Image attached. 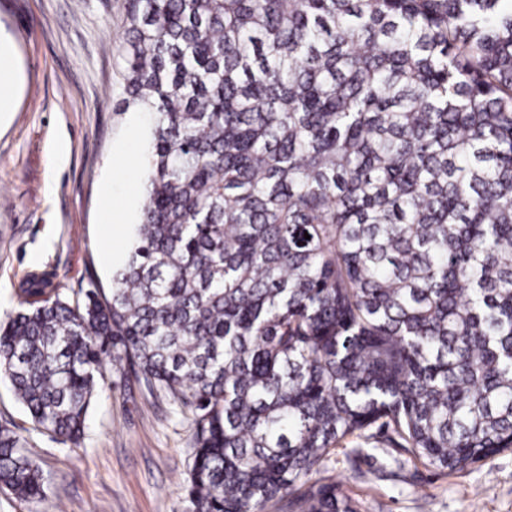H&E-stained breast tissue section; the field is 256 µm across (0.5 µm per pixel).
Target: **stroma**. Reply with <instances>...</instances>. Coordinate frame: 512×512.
Listing matches in <instances>:
<instances>
[{"instance_id":"1","label":"stroma","mask_w":512,"mask_h":512,"mask_svg":"<svg viewBox=\"0 0 512 512\" xmlns=\"http://www.w3.org/2000/svg\"><path fill=\"white\" fill-rule=\"evenodd\" d=\"M124 0H0V34L13 39L24 78L20 104L0 128V318L18 305L29 272L69 296L112 286L141 197L149 115L127 104L117 52ZM125 221L102 247L101 192ZM107 363L80 445L33 434L41 498L0 488V512H185L189 426L167 399L125 382ZM336 483L360 512H512V450L445 475L390 447L373 430L357 450L336 449L309 477Z\"/></svg>"}]
</instances>
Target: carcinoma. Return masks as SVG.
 Listing matches in <instances>:
<instances>
[{"mask_svg": "<svg viewBox=\"0 0 512 512\" xmlns=\"http://www.w3.org/2000/svg\"><path fill=\"white\" fill-rule=\"evenodd\" d=\"M145 196L112 288L0 322L33 430L106 362L189 417L187 512H358L305 485L374 424L448 474L512 449V0H126ZM309 238H304V235ZM0 426V487L43 492Z\"/></svg>", "mask_w": 512, "mask_h": 512, "instance_id": "cac0c4a2", "label": "carcinoma"}]
</instances>
